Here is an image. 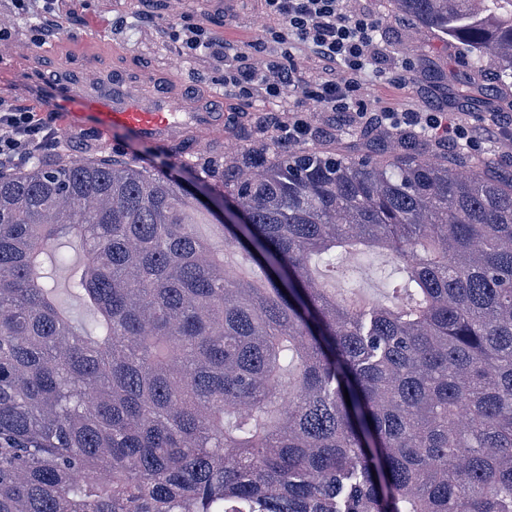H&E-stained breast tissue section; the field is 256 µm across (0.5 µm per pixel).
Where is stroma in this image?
Here are the masks:
<instances>
[{
	"instance_id": "stroma-1",
	"label": "stroma",
	"mask_w": 512,
	"mask_h": 512,
	"mask_svg": "<svg viewBox=\"0 0 512 512\" xmlns=\"http://www.w3.org/2000/svg\"><path fill=\"white\" fill-rule=\"evenodd\" d=\"M211 0H60L56 19L61 28L44 44L41 58L44 92H51L57 72V60L69 58L76 72L88 67L121 64L132 78L168 76L195 96L220 92L221 102L232 125L213 150L232 159L243 147L255 141V131L269 116H287L301 105L300 95L271 101L262 93L246 99L234 92L219 90L217 82L224 75L223 58L207 55L182 56L180 45L168 38V21L204 25L217 41L243 45L260 38L271 26L263 0H233L229 11L216 13ZM354 9L378 19L386 47V75L370 88L376 106L396 112L429 108L446 112L449 122H462L475 128L481 139L476 156H496L501 166L512 172V128L499 130L490 123L488 113L477 109H447L444 96L462 94L467 89L465 77L470 72L466 54L459 46L444 42L434 32L417 26L399 14L393 0H355ZM8 28L11 37L7 54L0 56V99L25 106L29 100L22 89L29 78L22 62L24 50L31 42L30 19L18 12L13 0H0V27ZM413 67L411 79L400 81L392 71L402 61ZM312 126V143L335 140L355 142L361 128L343 123L333 112L308 113ZM57 155L70 160L96 156L137 158L163 173L184 179L193 195L201 188L187 177L173 153L147 143L129 141L122 133L98 138L94 133H69L59 139Z\"/></svg>"
}]
</instances>
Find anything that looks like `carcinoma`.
Listing matches in <instances>:
<instances>
[{
    "label": "carcinoma",
    "mask_w": 512,
    "mask_h": 512,
    "mask_svg": "<svg viewBox=\"0 0 512 512\" xmlns=\"http://www.w3.org/2000/svg\"><path fill=\"white\" fill-rule=\"evenodd\" d=\"M395 6L512 79V0ZM362 138L193 153L250 276L135 159L0 172V512H512V175ZM355 252L385 301L321 283Z\"/></svg>",
    "instance_id": "cac0c4a2"
}]
</instances>
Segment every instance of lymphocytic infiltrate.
Returning a JSON list of instances; mask_svg holds the SVG:
<instances>
[{
	"label": "lymphocytic infiltrate",
	"instance_id": "lymphocytic-infiltrate-1",
	"mask_svg": "<svg viewBox=\"0 0 512 512\" xmlns=\"http://www.w3.org/2000/svg\"><path fill=\"white\" fill-rule=\"evenodd\" d=\"M267 15L278 25L264 29L259 40L243 46L217 44L202 25L169 23L167 33L180 42L186 54L203 56L222 49L231 62L224 67V86L248 98L264 91L267 98L283 97L285 88H299L302 98L329 112L368 120L391 130L411 129L427 137L453 132L463 149L474 147L476 140L469 128L459 124L448 127L441 116L426 110L395 112L387 108H370L366 75L382 76L383 50L379 28L370 18L348 8V0H264ZM275 46L276 59L266 67L248 65L253 51ZM307 51L320 64L324 80L303 85L288 61L297 50ZM56 137L38 112L15 109L0 103V164L24 162L46 149L54 148Z\"/></svg>",
	"mask_w": 512,
	"mask_h": 512
}]
</instances>
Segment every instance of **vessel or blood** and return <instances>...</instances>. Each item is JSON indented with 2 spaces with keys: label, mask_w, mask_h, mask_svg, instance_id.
Wrapping results in <instances>:
<instances>
[{
  "label": "vessel or blood",
  "mask_w": 512,
  "mask_h": 512,
  "mask_svg": "<svg viewBox=\"0 0 512 512\" xmlns=\"http://www.w3.org/2000/svg\"><path fill=\"white\" fill-rule=\"evenodd\" d=\"M43 108L51 123L68 132L92 131L107 136L120 129L136 142L147 141L186 159L203 135L219 136L224 115L208 99L186 100L178 86L166 93L144 91L121 74L96 69L84 75L60 65L57 88Z\"/></svg>",
  "instance_id": "b4317fda"
}]
</instances>
